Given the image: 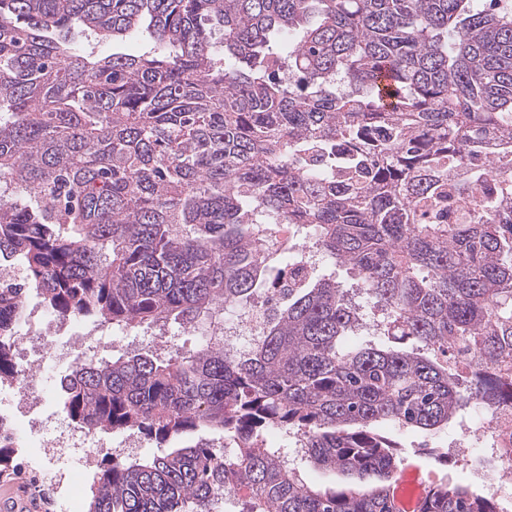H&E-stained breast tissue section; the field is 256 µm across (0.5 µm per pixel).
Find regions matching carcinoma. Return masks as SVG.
<instances>
[{"label":"carcinoma","instance_id":"cac0c4a2","mask_svg":"<svg viewBox=\"0 0 512 512\" xmlns=\"http://www.w3.org/2000/svg\"><path fill=\"white\" fill-rule=\"evenodd\" d=\"M79 28L136 54L79 52ZM295 34L292 42L275 35ZM289 77H280L283 68ZM392 80L395 104L379 97ZM0 383L33 292L61 319L177 325L189 350L87 357L61 406L111 455L87 512H395L404 470L378 429L432 433L487 393L512 409V12L479 0H0ZM454 223H448V204ZM305 233L326 271L272 226ZM337 264L381 312L364 329ZM273 291L249 353L224 306ZM486 368L466 378L448 350ZM345 480L308 483L264 436ZM208 431L181 448L164 445ZM17 449L0 434V474ZM414 512H501L430 482Z\"/></svg>","mask_w":512,"mask_h":512}]
</instances>
